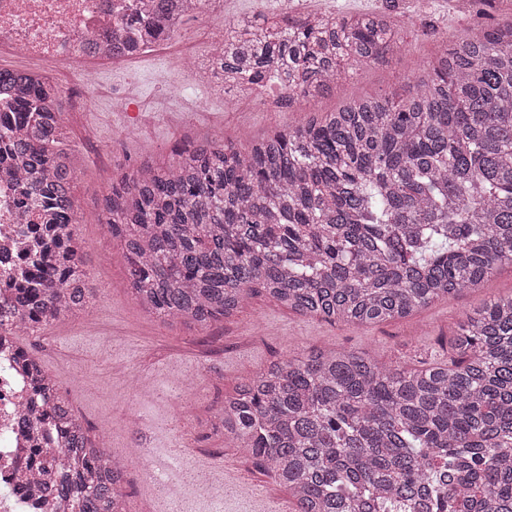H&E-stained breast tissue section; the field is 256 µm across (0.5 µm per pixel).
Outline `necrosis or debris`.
Listing matches in <instances>:
<instances>
[{
	"label": "necrosis or debris",
	"mask_w": 512,
	"mask_h": 512,
	"mask_svg": "<svg viewBox=\"0 0 512 512\" xmlns=\"http://www.w3.org/2000/svg\"><path fill=\"white\" fill-rule=\"evenodd\" d=\"M194 2L195 17L205 19L201 39L186 38L166 46L167 58L181 64L190 80L200 77L201 48L224 40V20L214 16L208 0H174V9ZM142 9V0H0V55L17 56L23 71L37 69L57 77L60 92L71 80L99 90L101 75L113 64L104 34L115 22ZM37 203H22L12 158L0 163V296L10 293L22 261L32 256L40 227ZM16 338L0 334V512H68L69 503L48 490L25 485L36 469L39 452L59 455L57 427L24 419L34 399L28 370L14 361Z\"/></svg>",
	"instance_id": "4bbe7bcc"
}]
</instances>
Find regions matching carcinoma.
I'll return each instance as SVG.
<instances>
[{"mask_svg": "<svg viewBox=\"0 0 512 512\" xmlns=\"http://www.w3.org/2000/svg\"><path fill=\"white\" fill-rule=\"evenodd\" d=\"M136 50L165 33L158 7L130 17ZM391 17H244L205 63L238 94L268 83L288 103L332 90L344 66L398 54ZM23 129L21 197L47 200L51 266L3 322L33 334L84 310L74 161L58 90L0 69ZM129 289L158 319L201 326L260 289L330 322L376 324L451 300L512 264V22L469 28L397 97L367 96L258 139L200 142L168 169L112 178L104 198ZM422 369L318 349L241 384L216 419L291 493L292 512H512V296L486 302ZM64 435L53 482L75 512H125L120 466L25 352Z\"/></svg>", "mask_w": 512, "mask_h": 512, "instance_id": "cac0c4a2", "label": "carcinoma"}]
</instances>
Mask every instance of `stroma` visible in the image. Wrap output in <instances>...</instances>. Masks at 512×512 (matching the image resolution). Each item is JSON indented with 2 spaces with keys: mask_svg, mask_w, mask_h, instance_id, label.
Instances as JSON below:
<instances>
[{
  "mask_svg": "<svg viewBox=\"0 0 512 512\" xmlns=\"http://www.w3.org/2000/svg\"><path fill=\"white\" fill-rule=\"evenodd\" d=\"M306 9L343 16L388 12L404 47L377 63L350 64L327 96L278 105L270 84L243 97L217 95L202 85H181L152 59L108 70L119 79L135 74L131 103L123 112H81L67 129L78 159L73 198L82 212L77 233L86 243V270L98 301L79 315H63L39 334L19 337L20 347L54 376L58 391L90 436L105 435L111 453L124 456L126 512H155L156 488L143 467L163 470L171 485L182 484L169 456L197 457L222 466L260 497L265 512H290L287 489L254 459L216 432L211 421L238 385L271 362L318 348L364 353L382 362L421 368L447 361L448 339L466 315L486 301L512 295V266L502 265L484 288L437 301L411 316L376 325L329 323L295 313L262 293L224 321L204 327L181 319L164 322L142 307L128 289L126 262L102 213L107 181L134 172L139 162L176 165L177 145L207 137L240 149L274 130L293 128L314 114L335 111L368 95H398L426 72L444 40H456L483 16L477 0H302ZM182 95L189 105L156 113L141 135L127 138V120L152 101ZM112 145L113 160L101 149Z\"/></svg>",
  "mask_w": 512,
  "mask_h": 512,
  "instance_id": "35a3bbf8",
  "label": "stroma"
}]
</instances>
